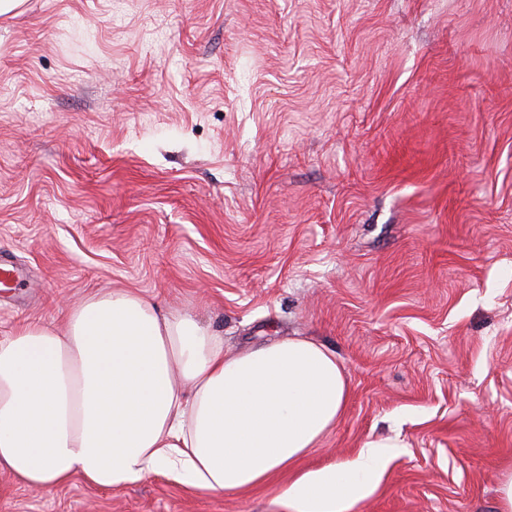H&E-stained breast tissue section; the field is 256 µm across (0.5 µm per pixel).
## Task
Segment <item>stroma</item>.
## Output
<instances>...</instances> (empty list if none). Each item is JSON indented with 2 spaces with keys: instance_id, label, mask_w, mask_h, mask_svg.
Here are the masks:
<instances>
[{
  "instance_id": "35a3bbf8",
  "label": "stroma",
  "mask_w": 512,
  "mask_h": 512,
  "mask_svg": "<svg viewBox=\"0 0 512 512\" xmlns=\"http://www.w3.org/2000/svg\"><path fill=\"white\" fill-rule=\"evenodd\" d=\"M0 337L113 288L236 353L333 351L305 465L392 443L358 512H497L512 469V0H24L0 16ZM165 475L0 512H275Z\"/></svg>"
}]
</instances>
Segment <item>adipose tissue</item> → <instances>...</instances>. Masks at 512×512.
Instances as JSON below:
<instances>
[{
  "label": "adipose tissue",
  "mask_w": 512,
  "mask_h": 512,
  "mask_svg": "<svg viewBox=\"0 0 512 512\" xmlns=\"http://www.w3.org/2000/svg\"><path fill=\"white\" fill-rule=\"evenodd\" d=\"M348 398L319 342L230 354L194 314L115 289L71 308L64 328L27 323L0 338V471L40 493L76 475L125 488L159 473L224 494L276 480L277 512H354L385 471L381 445L300 466Z\"/></svg>",
  "instance_id": "1"
}]
</instances>
